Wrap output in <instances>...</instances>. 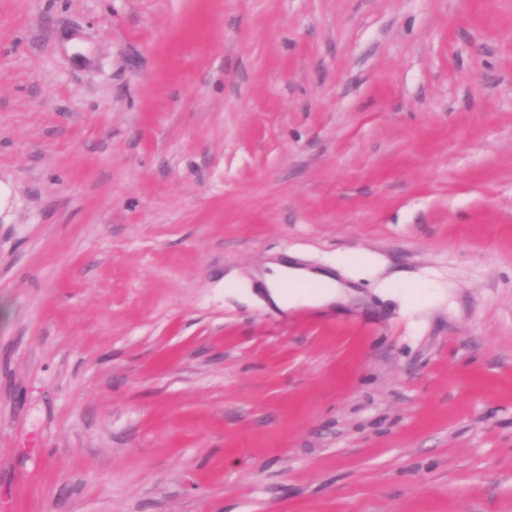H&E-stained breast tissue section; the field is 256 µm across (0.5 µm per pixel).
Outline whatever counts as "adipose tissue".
Listing matches in <instances>:
<instances>
[{"instance_id":"obj_1","label":"adipose tissue","mask_w":512,"mask_h":512,"mask_svg":"<svg viewBox=\"0 0 512 512\" xmlns=\"http://www.w3.org/2000/svg\"><path fill=\"white\" fill-rule=\"evenodd\" d=\"M295 284L316 283L321 290L318 294L310 295L298 291L287 293L282 289L284 282ZM265 284L270 301L281 310H289L299 306L324 307L334 303H347L351 292L341 286L328 274L286 265H273L270 274L265 277Z\"/></svg>"}]
</instances>
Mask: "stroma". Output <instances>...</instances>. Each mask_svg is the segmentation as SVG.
I'll return each mask as SVG.
<instances>
[{"instance_id":"35a3bbf8","label":"stroma","mask_w":512,"mask_h":512,"mask_svg":"<svg viewBox=\"0 0 512 512\" xmlns=\"http://www.w3.org/2000/svg\"><path fill=\"white\" fill-rule=\"evenodd\" d=\"M0 512H512V0H0ZM272 273L265 275V284L269 300L283 311L297 308L299 306L324 307L336 302L347 303L350 295L353 294L348 288L341 286L334 279L319 271H312L286 265H272ZM288 283H318L321 292L315 295H308L303 291L289 292L288 295L282 290L285 280Z\"/></svg>"}]
</instances>
